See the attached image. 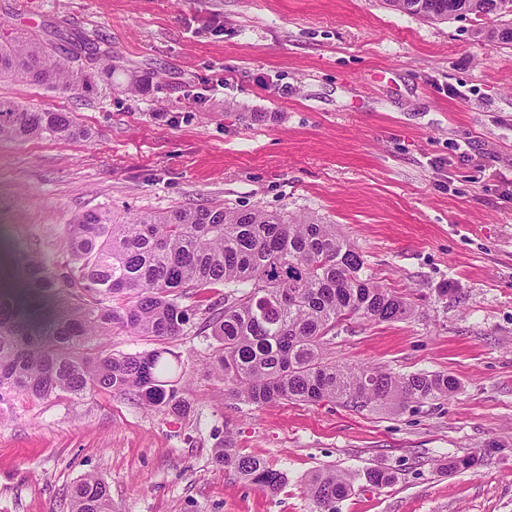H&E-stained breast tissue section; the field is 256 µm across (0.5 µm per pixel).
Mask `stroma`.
I'll use <instances>...</instances> for the list:
<instances>
[{
	"instance_id": "35a3bbf8",
	"label": "stroma",
	"mask_w": 512,
	"mask_h": 512,
	"mask_svg": "<svg viewBox=\"0 0 512 512\" xmlns=\"http://www.w3.org/2000/svg\"><path fill=\"white\" fill-rule=\"evenodd\" d=\"M486 18L428 22L384 0H0V37L36 38L93 94L0 80V97L68 113L84 137L0 136V239L51 267L84 213L259 207L340 225L363 271L414 315L352 319L330 350L404 377L453 375L445 399L355 410L229 398L205 364L208 307L170 348L183 419L116 394L20 401L0 421V512H62L83 475L112 512H316L308 480L377 468L336 512H512V47ZM285 476L267 494L212 460L225 434ZM477 454L465 472L448 458ZM474 34L477 38L496 41L502 45L512 46V19L500 20L487 28H479Z\"/></svg>"
}]
</instances>
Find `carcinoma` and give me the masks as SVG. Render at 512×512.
<instances>
[{
    "label": "carcinoma",
    "instance_id": "carcinoma-1",
    "mask_svg": "<svg viewBox=\"0 0 512 512\" xmlns=\"http://www.w3.org/2000/svg\"><path fill=\"white\" fill-rule=\"evenodd\" d=\"M394 10L442 21L470 14L499 22L478 38L512 46V0H385ZM86 95L95 76L70 65L50 43L0 40V79ZM47 134L77 138L84 132L64 112L0 98V135L26 139ZM71 265L52 270L40 258L13 257L0 266L24 288L0 289V421L15 399L82 400L97 393L126 396L179 419L189 413L182 363L165 347L190 322L182 295L224 285V302L209 308L207 327L217 342L209 360L213 377L232 399L255 406L281 401H338L356 410L446 398L458 381L447 373L396 378L376 367L352 368L327 357L324 338L352 318L397 322L414 302L363 275L360 252L337 224L261 208L176 207L114 218L90 211L73 225ZM129 333L159 347L90 356L87 350ZM215 463L254 487L277 492L282 474L233 447L227 435ZM478 459H448L462 472ZM367 486L392 481L384 470L365 473ZM353 488L333 470L316 474L308 493L319 512H331ZM66 512H112L103 478L88 474L66 500Z\"/></svg>",
    "mask_w": 512,
    "mask_h": 512
}]
</instances>
